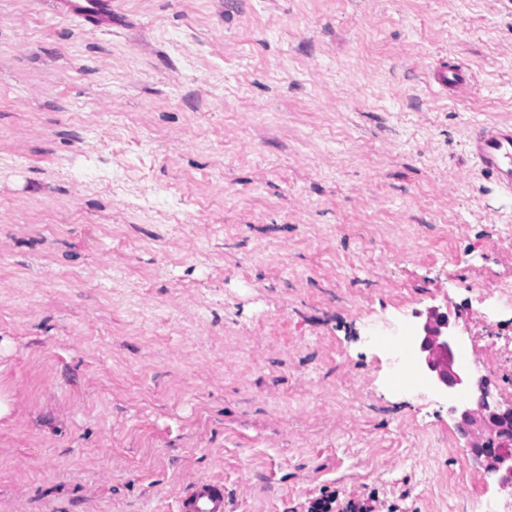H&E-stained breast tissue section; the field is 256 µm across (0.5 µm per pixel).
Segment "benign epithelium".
<instances>
[{
    "label": "benign epithelium",
    "mask_w": 512,
    "mask_h": 512,
    "mask_svg": "<svg viewBox=\"0 0 512 512\" xmlns=\"http://www.w3.org/2000/svg\"><path fill=\"white\" fill-rule=\"evenodd\" d=\"M457 336L446 317L430 313L416 328L413 362L437 390L446 394L448 413L477 460H489L502 486H512V406L491 408L487 391L471 402L459 394L474 391L475 379L456 357Z\"/></svg>",
    "instance_id": "1"
}]
</instances>
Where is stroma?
Returning a JSON list of instances; mask_svg holds the SVG:
<instances>
[{
	"label": "stroma",
	"mask_w": 512,
	"mask_h": 512,
	"mask_svg": "<svg viewBox=\"0 0 512 512\" xmlns=\"http://www.w3.org/2000/svg\"><path fill=\"white\" fill-rule=\"evenodd\" d=\"M86 2L0 0V512L506 496L369 323L447 314L512 405V189L468 152L512 0ZM224 487L209 480H198L178 498V512H225Z\"/></svg>",
	"instance_id": "stroma-1"
}]
</instances>
